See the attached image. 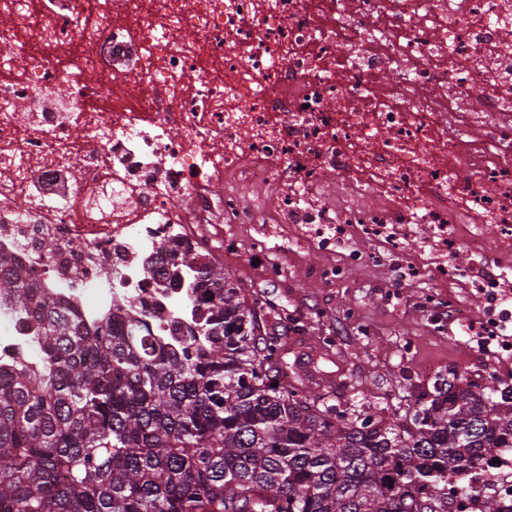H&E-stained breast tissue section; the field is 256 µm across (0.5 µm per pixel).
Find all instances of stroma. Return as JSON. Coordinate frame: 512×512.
<instances>
[{
	"label": "stroma",
	"instance_id": "stroma-1",
	"mask_svg": "<svg viewBox=\"0 0 512 512\" xmlns=\"http://www.w3.org/2000/svg\"><path fill=\"white\" fill-rule=\"evenodd\" d=\"M321 200L337 208L351 203L372 208L378 193L329 175ZM260 242L269 257L265 264L249 258ZM229 244L245 254V261L225 265ZM358 246L360 263L347 269L344 281L328 284L312 271L331 263V256L281 236L273 224L226 222L208 241L212 261L223 266L229 281L256 296L260 323L287 347L292 380L322 369L319 385L334 393L337 404H349L354 392L365 390L380 405L406 410L428 384L451 370L512 383V354L471 362L461 355L458 323L449 319L435 326L420 303L432 279H400L381 245L362 239ZM322 337L331 338L332 347L320 346Z\"/></svg>",
	"mask_w": 512,
	"mask_h": 512
}]
</instances>
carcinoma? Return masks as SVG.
I'll list each match as a JSON object with an SVG mask.
<instances>
[{"instance_id":"carcinoma-1","label":"carcinoma","mask_w":512,"mask_h":512,"mask_svg":"<svg viewBox=\"0 0 512 512\" xmlns=\"http://www.w3.org/2000/svg\"><path fill=\"white\" fill-rule=\"evenodd\" d=\"M195 256L184 249L168 271ZM193 327L87 325L0 256V300L40 336L37 372L0 366V512H448V474L512 448V385L449 372L413 411L278 382V337L224 268L192 272Z\"/></svg>"}]
</instances>
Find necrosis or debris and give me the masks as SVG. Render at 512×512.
I'll return each instance as SVG.
<instances>
[{
  "instance_id": "4bbe7bcc",
  "label": "necrosis or debris",
  "mask_w": 512,
  "mask_h": 512,
  "mask_svg": "<svg viewBox=\"0 0 512 512\" xmlns=\"http://www.w3.org/2000/svg\"><path fill=\"white\" fill-rule=\"evenodd\" d=\"M509 39L512 0H0V253L86 324L129 311L163 340L192 305L160 259L215 210L265 216L233 192L214 202L209 182L275 181L296 237L340 254L320 272L330 281L360 261L355 238L394 245L427 227L428 251L402 260V275L432 278L423 303L447 304L465 324L468 311L441 289L468 277L488 311L461 348L506 352ZM325 170L374 187L380 207L317 204ZM489 224L500 233L492 263L466 273L448 261L462 243L483 255ZM41 362L38 336L1 301L0 363ZM509 468L512 450L500 448L486 469L449 476L448 512H478L489 488L512 505Z\"/></svg>"
}]
</instances>
